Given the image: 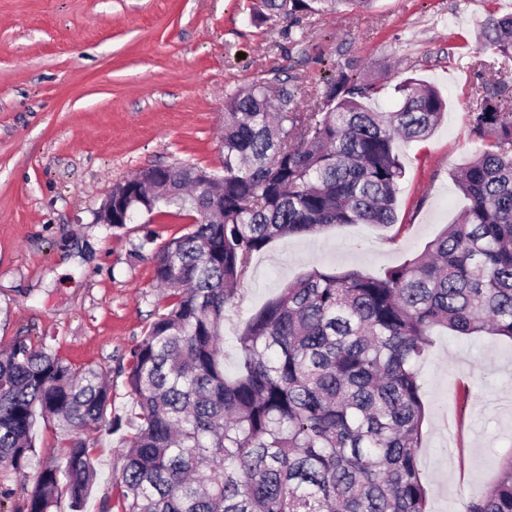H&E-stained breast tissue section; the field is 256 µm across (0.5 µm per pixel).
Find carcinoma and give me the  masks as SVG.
Masks as SVG:
<instances>
[{
    "label": "carcinoma",
    "mask_w": 512,
    "mask_h": 512,
    "mask_svg": "<svg viewBox=\"0 0 512 512\" xmlns=\"http://www.w3.org/2000/svg\"><path fill=\"white\" fill-rule=\"evenodd\" d=\"M374 0H260L252 20L299 27ZM480 49L512 58V16L488 19ZM483 96L471 131L491 138L455 175L469 201L409 262L376 276L313 268L235 336L224 371L221 329L253 257L272 241L335 224L397 223L404 168L396 140L428 137L446 103L407 78L397 110L370 106L381 87L345 73L302 112L285 82L256 83L224 103V175L157 166L112 189V216L174 208L190 230L153 252L166 304L131 351L135 432L124 440L126 512H430L418 465L425 406L419 367L438 329L512 340V109L490 93L499 71L478 61ZM219 210L224 223L209 222ZM112 388L15 337L0 346V467L35 457L37 419L66 432L97 427ZM94 449L74 439L66 465L43 467L26 512L65 494L84 512ZM466 512H512V456Z\"/></svg>",
    "instance_id": "carcinoma-1"
}]
</instances>
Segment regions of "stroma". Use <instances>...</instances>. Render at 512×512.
I'll return each instance as SVG.
<instances>
[{
  "label": "stroma",
  "instance_id": "35a3bbf8",
  "mask_svg": "<svg viewBox=\"0 0 512 512\" xmlns=\"http://www.w3.org/2000/svg\"><path fill=\"white\" fill-rule=\"evenodd\" d=\"M254 0H0V343L26 337L81 369L102 371L112 412L133 405L124 368L164 303L152 253L189 230L175 214L99 219L117 182L155 166L224 172V101L284 78L310 110L326 78L378 83L379 112L397 84L435 86L447 114L422 141L401 142L398 221L284 237L255 255L224 322V369L249 316L311 269L375 275L421 254L467 204L454 174L480 145L468 124L480 78L472 56L487 19L512 0H375L371 9L254 24ZM426 416L418 463L431 512H465L512 455V340L442 331L420 367ZM79 431L99 480L85 512H125L122 440ZM35 471L0 468V512H25Z\"/></svg>",
  "mask_w": 512,
  "mask_h": 512
}]
</instances>
